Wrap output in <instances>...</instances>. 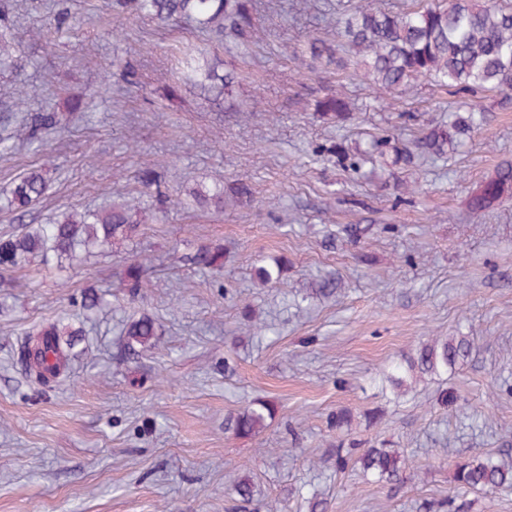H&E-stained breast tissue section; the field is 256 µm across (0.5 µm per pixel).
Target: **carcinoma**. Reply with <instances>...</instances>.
<instances>
[{
	"mask_svg": "<svg viewBox=\"0 0 512 512\" xmlns=\"http://www.w3.org/2000/svg\"><path fill=\"white\" fill-rule=\"evenodd\" d=\"M115 6L143 18L169 23L193 19L218 37L241 43L255 42L248 9L249 0H115ZM337 44L315 38L309 44L314 61L336 58L345 53L341 66H353L383 95L398 97L420 79L432 77L452 94L476 96L487 92L512 99V3L509 0H448V5H422L407 11H381L360 6L345 12L336 21ZM186 81L201 88L206 101L223 109L233 92L237 75L223 70V64L204 62L192 65L185 57ZM21 62L11 51V41L0 28V69H18ZM350 109L340 93L327 94L315 101V111L339 118ZM483 109L471 108L467 115H454L443 127L430 129L419 141V149L429 156H443L455 147L458 137L480 125ZM60 123L57 112H39L15 126L13 138L30 144L43 132ZM49 179L43 168H29L19 174L0 199V211L11 214L17 228L0 235V273L15 272L32 259L43 263L54 258L58 263L77 265L83 254L97 248H109L131 239L141 220L127 205L114 204L100 211H67L51 224L33 225V207L45 195ZM194 202L224 210V184L213 188L199 185L189 190ZM512 196V164L497 168L471 194L475 209L491 206ZM220 249L205 247L197 251L193 263L211 267ZM122 281L136 296L146 285L144 270L129 263ZM157 322L149 315L131 321L125 329L129 346L146 349L157 336ZM59 322L37 324L27 333L18 356L26 376L45 385L60 378L67 369L74 346ZM473 339L460 332L455 336H436L422 343L415 355L403 358L384 371L381 390H390L394 398L405 396L412 383L421 378L442 377L456 371L471 356ZM273 418L272 407L254 401L225 419L226 429L237 436H253L267 427ZM359 463L363 473L378 483L400 480L406 471V458L387 440L360 443L341 438L336 441V472L344 473L350 461ZM454 479L459 488L473 492L512 490V464L493 454L475 456L455 466ZM236 499L249 503L254 486L248 478L233 484Z\"/></svg>",
	"mask_w": 512,
	"mask_h": 512,
	"instance_id": "1",
	"label": "carcinoma"
}]
</instances>
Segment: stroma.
<instances>
[{
    "mask_svg": "<svg viewBox=\"0 0 512 512\" xmlns=\"http://www.w3.org/2000/svg\"><path fill=\"white\" fill-rule=\"evenodd\" d=\"M419 0H275L259 9L262 42L226 47L182 20L161 24L115 12L113 0H0L19 23L25 64L0 71V113L27 87L33 115L48 91L72 103L42 141L0 153V194L37 164L50 188L34 215L124 202L142 211L138 236L76 268L32 263L0 287V512H241L235 479L254 484L243 512H419L456 497L465 512H512V493L459 494L457 461L493 453L512 461V198L482 211L470 192L512 163V104L488 93L485 118L454 153L421 155L423 132L471 104L425 80L388 101L353 69L306 68L311 38L336 36L344 9L406 10ZM64 15L54 27V15ZM238 71L223 110L181 81L187 46ZM135 72V84L120 77ZM339 92L351 111L315 112ZM389 137L408 159L394 167L356 155ZM157 174L159 186L142 182ZM250 185L223 212L155 209V195L185 198L199 184ZM359 226L354 239L341 231ZM221 248L217 266L190 261ZM151 286L130 296V261ZM281 263V280L257 281ZM338 288L319 294L324 280ZM96 286L103 306L86 316ZM158 323L153 346L126 351L124 328ZM61 320L77 337L61 382L31 384L16 362L25 333ZM473 336L475 349L447 380L426 379L405 399L382 397L376 373L432 336ZM457 404L439 403L441 391ZM275 415L258 435L236 437L224 419L251 400ZM353 414L350 437L384 438L417 471L374 483L358 465L335 471L336 411ZM378 414L368 424L366 413Z\"/></svg>",
    "mask_w": 512,
    "mask_h": 512,
    "instance_id": "stroma-1",
    "label": "stroma"
}]
</instances>
